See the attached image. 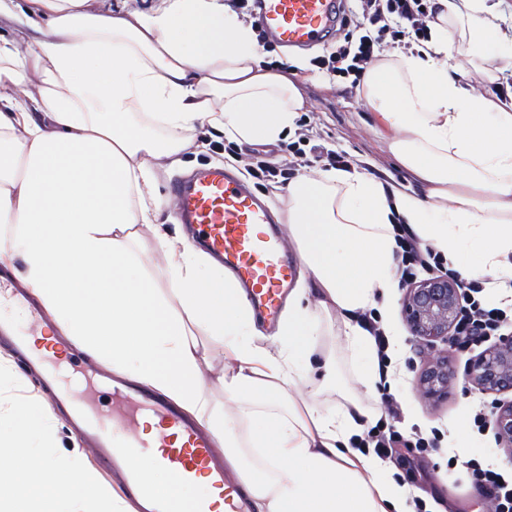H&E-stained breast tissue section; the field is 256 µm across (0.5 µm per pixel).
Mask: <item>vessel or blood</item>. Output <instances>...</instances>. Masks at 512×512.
<instances>
[{
    "mask_svg": "<svg viewBox=\"0 0 512 512\" xmlns=\"http://www.w3.org/2000/svg\"><path fill=\"white\" fill-rule=\"evenodd\" d=\"M340 10L341 0H257V15L270 39L291 50L310 49L335 33ZM173 192L179 223L247 289L257 320L275 326L293 288L296 260L284 249L269 201L221 166L176 182ZM4 306L32 310L25 291L1 271L0 308ZM0 336L41 370L44 386L67 408L74 431L91 441L108 468L123 477L138 512H214L215 493L224 512H250L248 500L226 475L223 458L214 454L211 437L199 424L120 381L112 384L111 412H101L96 400L63 380L57 363L64 355L56 346L28 334L12 317H0ZM134 415L157 419L156 432L148 437L126 433L122 422ZM142 457L167 470L178 485L204 483L206 494L185 502L159 489L138 466Z\"/></svg>",
    "mask_w": 512,
    "mask_h": 512,
    "instance_id": "obj_1",
    "label": "vessel or blood"
}]
</instances>
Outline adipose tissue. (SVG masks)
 <instances>
[{"instance_id":"adipose-tissue-1","label":"adipose tissue","mask_w":512,"mask_h":512,"mask_svg":"<svg viewBox=\"0 0 512 512\" xmlns=\"http://www.w3.org/2000/svg\"><path fill=\"white\" fill-rule=\"evenodd\" d=\"M104 2L0 0V263L17 264L82 352L193 416L254 512H409L412 489L357 447L382 415L373 377L323 410L308 387H337L336 360L312 337L335 315L354 350L372 351L356 316L397 286V215L448 255L469 243L464 276L512 280V102L475 94L448 64L460 42L478 63L512 72V51L487 53L483 0H435L434 38L363 82L392 153L426 195L385 194L357 169L289 183L288 236L311 281L289 297L275 351L261 345L233 278L185 234L161 230L154 173L178 164L203 127L279 140L303 100L261 66L252 26L224 0L135 11ZM148 234L160 258L152 270L141 259ZM301 354L311 375L296 368ZM37 432L19 407L0 439V512H128L78 456L35 462Z\"/></svg>"}]
</instances>
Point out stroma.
I'll return each mask as SVG.
<instances>
[{
  "label": "stroma",
  "instance_id": "stroma-1",
  "mask_svg": "<svg viewBox=\"0 0 512 512\" xmlns=\"http://www.w3.org/2000/svg\"><path fill=\"white\" fill-rule=\"evenodd\" d=\"M289 69L285 76L298 89L304 108L303 123L311 131L315 142L328 148L348 153L357 167L379 181H388L393 187L415 185L416 175L405 168L392 154L387 130L362 90L317 80L303 74L308 59L304 53H283ZM204 145L189 149L181 157L178 170L158 169V192L166 203L160 216L161 223L170 231H177L176 198L172 184L204 165L229 164L236 172H243L251 156L260 155L274 162L288 160L285 140L274 143L242 145L237 161L224 160L223 138L208 133ZM405 286L395 288L389 300L379 301L375 311L384 330L390 331L392 350L387 362L388 379L381 390L382 408L392 414L395 431L413 438L429 441L427 450L398 449L389 463L387 477L409 485L417 498L427 504L428 512H489L485 497L475 494L461 459L456 455L458 444H466L469 456L484 464L512 470V444L500 441L494 426V401H512V392L492 397L465 385L463 376L470 360L489 347L490 339L479 338L462 346L449 344L448 364L456 376L446 396L429 398L417 386L421 372L433 352L425 342L413 339L402 320L401 303ZM321 340L327 341L337 358L341 384L354 387L359 373L376 369V361L355 356L345 337L338 332L320 327ZM39 375L28 367L9 345L0 342V435L9 436L14 427L15 410L19 402L42 394ZM484 412L483 428L471 427L476 412Z\"/></svg>",
  "mask_w": 512,
  "mask_h": 512
}]
</instances>
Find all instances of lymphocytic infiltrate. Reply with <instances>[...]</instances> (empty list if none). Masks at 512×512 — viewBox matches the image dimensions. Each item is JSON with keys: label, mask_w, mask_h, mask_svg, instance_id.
<instances>
[{"label": "lymphocytic infiltrate", "mask_w": 512, "mask_h": 512, "mask_svg": "<svg viewBox=\"0 0 512 512\" xmlns=\"http://www.w3.org/2000/svg\"><path fill=\"white\" fill-rule=\"evenodd\" d=\"M435 21L433 0H347L343 20V42L326 54L311 57L307 70L311 76L329 82L360 87L367 71L393 49L421 46L432 37ZM308 138L299 135L288 145L290 161L277 165L257 156L245 169L253 183L261 189L271 184H286L295 177L298 159L304 158ZM395 238L401 251V277L413 279L421 272L447 271L457 279L456 270L447 269V259L441 252L421 247L410 225L402 219L393 224ZM459 293L464 312L454 333L459 344L476 338L496 335L507 323L504 308L487 298L482 285L459 281ZM471 483L492 503L493 512H512V477L497 468L474 461L466 466Z\"/></svg>", "instance_id": "1"}]
</instances>
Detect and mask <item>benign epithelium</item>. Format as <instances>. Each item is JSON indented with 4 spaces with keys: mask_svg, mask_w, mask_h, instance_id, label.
Listing matches in <instances>:
<instances>
[{
    "mask_svg": "<svg viewBox=\"0 0 512 512\" xmlns=\"http://www.w3.org/2000/svg\"><path fill=\"white\" fill-rule=\"evenodd\" d=\"M462 311L457 283L446 274L413 283L403 299L402 312L410 334L422 341L449 342ZM452 378L448 373V355L432 357L421 373L418 386L429 398L448 393ZM465 383L483 394L496 395L512 390V336L482 351L470 364ZM495 427L498 438L512 443V404L496 406Z\"/></svg>",
    "mask_w": 512,
    "mask_h": 512,
    "instance_id": "7a95c632",
    "label": "benign epithelium"
}]
</instances>
